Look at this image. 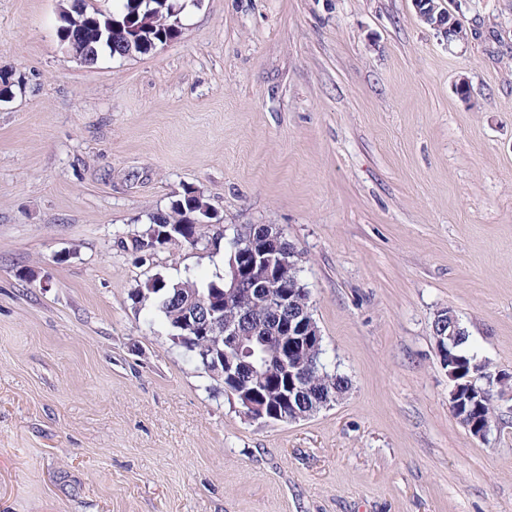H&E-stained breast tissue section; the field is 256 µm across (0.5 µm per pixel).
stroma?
<instances>
[{"mask_svg": "<svg viewBox=\"0 0 512 512\" xmlns=\"http://www.w3.org/2000/svg\"><path fill=\"white\" fill-rule=\"evenodd\" d=\"M68 2L0 0V512H512V404L473 438L434 336L512 372V0H461L465 42L412 0H192L91 64ZM189 190L294 244L329 407L248 418L139 302L224 269L132 247ZM444 320H441L438 322L437 325H435L434 328V335L436 336V342L438 345V349L440 353L447 356V359H445L443 362L445 365H448L449 362L453 359V356L449 354V351L454 349L456 345V336H458V318L454 314L453 311H446V314L444 316ZM448 318L450 319V327L451 329L447 331L446 326L448 328ZM461 329L462 327L460 324L458 325ZM446 329V331H445ZM459 338V345L453 350L455 354L458 355V357H461L462 359H466L467 362L470 364L474 363L478 358L477 355L474 357V353H471L469 350L468 345V334L467 332L461 331Z\"/></svg>", "mask_w": 512, "mask_h": 512, "instance_id": "35a3bbf8", "label": "stroma"}]
</instances>
